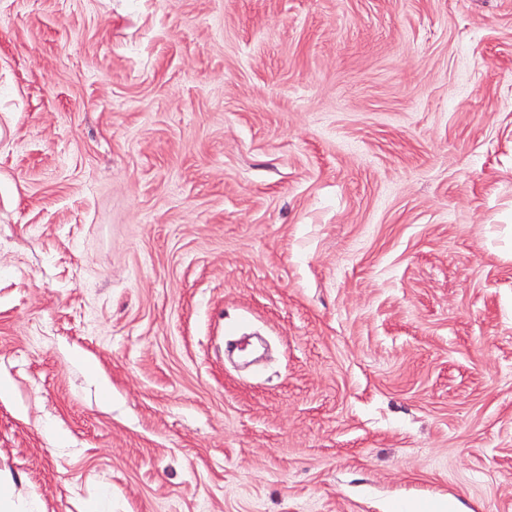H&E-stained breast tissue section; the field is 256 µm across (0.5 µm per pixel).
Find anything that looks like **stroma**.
I'll use <instances>...</instances> for the list:
<instances>
[{
    "instance_id": "stroma-1",
    "label": "stroma",
    "mask_w": 512,
    "mask_h": 512,
    "mask_svg": "<svg viewBox=\"0 0 512 512\" xmlns=\"http://www.w3.org/2000/svg\"><path fill=\"white\" fill-rule=\"evenodd\" d=\"M13 512H512V0H0Z\"/></svg>"
}]
</instances>
